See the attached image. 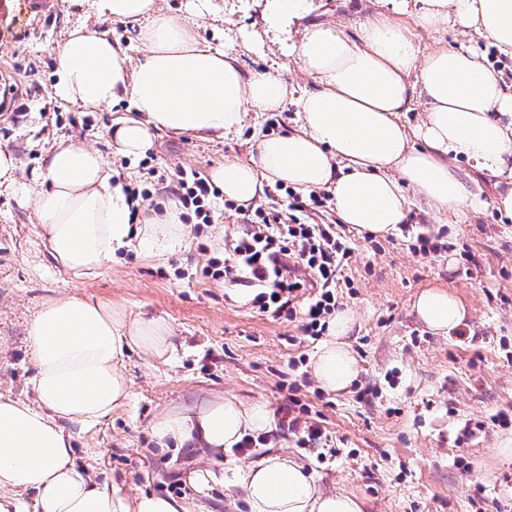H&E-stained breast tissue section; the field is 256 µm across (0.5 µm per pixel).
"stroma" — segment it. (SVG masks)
Instances as JSON below:
<instances>
[{
  "instance_id": "stroma-1",
  "label": "stroma",
  "mask_w": 512,
  "mask_h": 512,
  "mask_svg": "<svg viewBox=\"0 0 512 512\" xmlns=\"http://www.w3.org/2000/svg\"><path fill=\"white\" fill-rule=\"evenodd\" d=\"M211 4L193 28L197 39L234 48L245 74L275 67L289 88H313L269 41L265 0ZM312 8L311 21L340 25L355 39L361 23L385 11L386 0H312ZM78 24L109 32L132 59L145 53L135 27L99 18L90 0L80 6L58 0L48 16L21 6L16 19H0V68L15 75L12 103L0 109V148L14 153L20 181H32L50 146L65 139L99 150L128 187L149 190L152 207L138 217L151 219L175 203L180 170L210 176L224 162L249 161L263 137L297 126L289 100L274 112L246 113L240 128L221 139L162 134L143 156L121 155L107 129L130 110L128 101L87 112L56 97L53 55ZM406 24L422 51L467 46L490 67L501 58L489 41L461 28L434 33L417 29L411 18ZM457 170L481 195L479 208L460 224L409 188L404 223L381 236L341 223L330 201L310 216V223L335 225L352 249L338 305L354 318L346 341L359 371L336 392L322 389L313 373L320 340L304 336L299 322L253 309L245 287L206 274L243 223L242 211L223 198L211 201V223H185V247L159 260L123 251L96 275L77 280L46 250L32 197L1 187L0 396H33L37 366L27 328L44 302L65 294L109 299L132 314L163 318L176 349L165 363L129 353L126 405L91 429L71 426L76 453L96 479L128 495L190 499L198 497L190 478L207 471L215 480L202 504L209 512H241L242 502L220 480L245 470L250 456L194 444L164 450L150 437L162 410L224 395L265 403L273 415L267 453L304 464L322 491L356 497L362 512H512V456L505 452L512 426L497 421L512 415V215L494 204L512 182L464 162ZM420 235L440 241L443 250L416 252ZM433 286L466 308L463 323L445 335L429 330L413 309L420 291ZM293 398L322 429L318 447H299L289 432Z\"/></svg>"
}]
</instances>
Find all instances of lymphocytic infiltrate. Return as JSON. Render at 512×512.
Here are the masks:
<instances>
[{
    "instance_id": "f902f5d3",
    "label": "lymphocytic infiltrate",
    "mask_w": 512,
    "mask_h": 512,
    "mask_svg": "<svg viewBox=\"0 0 512 512\" xmlns=\"http://www.w3.org/2000/svg\"><path fill=\"white\" fill-rule=\"evenodd\" d=\"M177 198L200 223L211 221L215 188L197 173L180 172ZM319 196L299 203L292 214L258 208L245 214L242 229L224 245L222 265L211 276L248 287V302L259 312L300 320L304 335H324L337 309L336 290L351 249L332 224H313L309 209L323 207Z\"/></svg>"
}]
</instances>
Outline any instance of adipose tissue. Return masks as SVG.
<instances>
[{"label": "adipose tissue", "instance_id": "1", "mask_svg": "<svg viewBox=\"0 0 512 512\" xmlns=\"http://www.w3.org/2000/svg\"><path fill=\"white\" fill-rule=\"evenodd\" d=\"M390 6L364 26L359 41L339 25L315 22L306 23L299 41L284 45V54L315 83L296 101L302 123L261 139L250 161L215 169L211 179L225 199L248 205L267 184L324 187L343 223L383 235L407 216L405 184L459 221L479 206L455 160L512 180V85L474 50L420 53L402 21L409 14L421 29L436 32L471 27L512 56V0H390ZM96 11L138 25L147 53L131 60L107 33L76 27L53 55L55 90L61 101L87 111L131 100L134 115L109 127L123 155L143 154L164 132L222 138L245 112H272L288 98L279 73L245 75L233 49L198 41L189 24L163 14L157 0H96ZM418 94L428 109L410 128L400 115ZM417 139L422 148L414 147ZM16 172L15 156L0 148V186L33 195L47 249L74 278L95 273L121 249L159 259L185 240L174 209L162 222L131 223L124 186L98 150L59 143L30 186ZM414 308L441 333L465 318L462 302L441 288L422 291ZM352 324L351 313H337L317 354L314 375L328 390L346 389L357 375L345 341ZM28 336L38 365L36 401L0 397V512H190L184 499L130 498L85 475L64 428L68 422L95 426L126 403V354L167 357L174 349L167 323L130 317L109 300L67 296L42 305ZM270 423L265 404L216 396L157 415L150 435L163 448L194 443L221 452ZM234 488L247 512H361L353 496L323 492L282 454L250 463ZM29 492L34 500H26Z\"/></svg>", "mask_w": 512, "mask_h": 512}]
</instances>
